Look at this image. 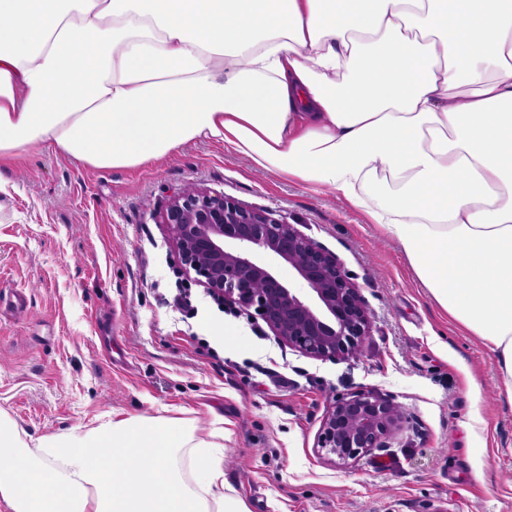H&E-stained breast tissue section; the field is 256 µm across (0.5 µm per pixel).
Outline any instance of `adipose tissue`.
I'll return each instance as SVG.
<instances>
[{"instance_id": "obj_1", "label": "adipose tissue", "mask_w": 512, "mask_h": 512, "mask_svg": "<svg viewBox=\"0 0 512 512\" xmlns=\"http://www.w3.org/2000/svg\"><path fill=\"white\" fill-rule=\"evenodd\" d=\"M197 141L365 213L512 399V0H0V160ZM223 446L162 417L32 444L0 414V503L249 512Z\"/></svg>"}]
</instances>
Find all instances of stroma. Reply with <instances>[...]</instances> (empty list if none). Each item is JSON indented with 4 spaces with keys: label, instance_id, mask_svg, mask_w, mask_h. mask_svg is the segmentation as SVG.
<instances>
[{
    "label": "stroma",
    "instance_id": "1",
    "mask_svg": "<svg viewBox=\"0 0 512 512\" xmlns=\"http://www.w3.org/2000/svg\"><path fill=\"white\" fill-rule=\"evenodd\" d=\"M188 185L277 211L342 260L372 317L363 353L280 345L192 286L157 216ZM401 404L392 447L338 465L315 446L336 397ZM0 413L35 440L117 414L206 436L224 422V480L249 512H512V399L493 354L417 282L394 242L329 189L256 169L217 142L94 170L51 150L0 162Z\"/></svg>",
    "mask_w": 512,
    "mask_h": 512
}]
</instances>
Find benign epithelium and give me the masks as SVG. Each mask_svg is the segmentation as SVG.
Instances as JSON below:
<instances>
[{"label": "benign epithelium", "instance_id": "7a95c632", "mask_svg": "<svg viewBox=\"0 0 512 512\" xmlns=\"http://www.w3.org/2000/svg\"><path fill=\"white\" fill-rule=\"evenodd\" d=\"M161 223L186 280L262 320L281 344L322 361L362 352L372 324L360 286L335 253L285 217L191 186L170 197ZM280 262L304 287L279 278L274 264ZM409 424L406 410L385 395L342 396L323 418L317 452L347 465L391 447Z\"/></svg>", "mask_w": 512, "mask_h": 512}]
</instances>
